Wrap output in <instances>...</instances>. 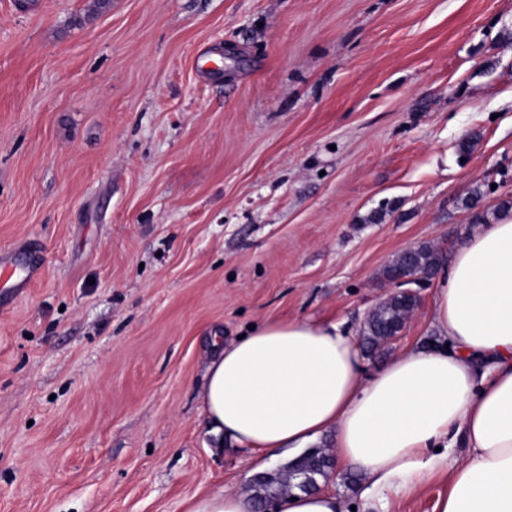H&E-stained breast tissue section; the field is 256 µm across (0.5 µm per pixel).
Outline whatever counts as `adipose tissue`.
<instances>
[{
	"label": "adipose tissue",
	"instance_id": "ef3b65f1",
	"mask_svg": "<svg viewBox=\"0 0 512 512\" xmlns=\"http://www.w3.org/2000/svg\"><path fill=\"white\" fill-rule=\"evenodd\" d=\"M440 344L410 347L366 374L333 321L271 319L214 340L199 395L211 433L265 468L325 433L369 499L448 479L433 512H512V218L451 254L430 312ZM184 512H251L248 493L196 494Z\"/></svg>",
	"mask_w": 512,
	"mask_h": 512
}]
</instances>
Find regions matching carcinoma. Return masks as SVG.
Masks as SVG:
<instances>
[{
	"mask_svg": "<svg viewBox=\"0 0 512 512\" xmlns=\"http://www.w3.org/2000/svg\"><path fill=\"white\" fill-rule=\"evenodd\" d=\"M442 262L436 248L426 245L411 258L400 253L383 270L385 280H391L409 268L433 272ZM415 308V301L405 294H391L367 315L361 331L363 346L374 352L389 342L394 329L405 325ZM331 473V454L323 448H313L296 458L275 475H262L254 481L252 500L258 506L263 502L285 496L293 489L303 492L318 485V479Z\"/></svg>",
	"mask_w": 512,
	"mask_h": 512,
	"instance_id": "cac0c4a2",
	"label": "carcinoma"
}]
</instances>
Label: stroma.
I'll list each match as a JSON object with an SVG mask.
<instances>
[{"label": "stroma", "instance_id": "stroma-1", "mask_svg": "<svg viewBox=\"0 0 512 512\" xmlns=\"http://www.w3.org/2000/svg\"><path fill=\"white\" fill-rule=\"evenodd\" d=\"M506 200L512 0H0V259L38 263L0 277V512L242 487L199 416L212 334L360 331L392 259ZM435 288L366 372L438 342Z\"/></svg>", "mask_w": 512, "mask_h": 512}]
</instances>
